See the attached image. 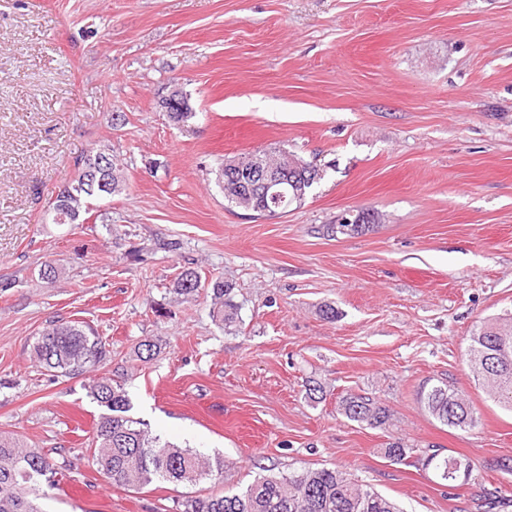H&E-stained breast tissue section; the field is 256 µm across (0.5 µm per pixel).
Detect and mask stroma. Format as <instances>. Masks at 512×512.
Segmentation results:
<instances>
[{"label":"stroma","instance_id":"35a3bbf8","mask_svg":"<svg viewBox=\"0 0 512 512\" xmlns=\"http://www.w3.org/2000/svg\"><path fill=\"white\" fill-rule=\"evenodd\" d=\"M175 83L195 112L183 126L159 105ZM99 149L125 191L83 223H44ZM282 149L322 172L306 199L274 217L229 206L223 160ZM361 211L373 224L331 233ZM50 260L62 273L46 284ZM188 267L231 285L234 327L206 295L175 294ZM506 309L512 0H0V433L65 463L43 512H171L189 491L117 488L83 457L106 412L99 377L152 433L223 456L227 476L200 490L335 467L404 512H485L512 500V411L474 385L466 350ZM57 319L90 324L109 360L37 366L33 338ZM440 382L477 427L425 411L418 391ZM348 394L389 421H350ZM394 441L411 458L385 457ZM432 449L465 458L468 478L443 486L421 463ZM339 410L351 421L370 426H382L389 419L388 410L372 397L348 394L340 400Z\"/></svg>","mask_w":512,"mask_h":512}]
</instances>
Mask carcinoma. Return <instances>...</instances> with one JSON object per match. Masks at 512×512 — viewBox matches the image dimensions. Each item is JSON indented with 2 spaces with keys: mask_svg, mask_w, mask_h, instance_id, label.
I'll return each mask as SVG.
<instances>
[{
  "mask_svg": "<svg viewBox=\"0 0 512 512\" xmlns=\"http://www.w3.org/2000/svg\"><path fill=\"white\" fill-rule=\"evenodd\" d=\"M168 113L170 120L182 125L195 116L189 98L180 94ZM108 165L104 178L109 186L107 195L125 190L126 181L106 152ZM277 169L288 170V183L277 198V212L296 202L295 192L308 193L318 166L304 162L282 150L262 155ZM92 160L91 154L77 159L78 175L49 201L47 216L51 223L62 214L66 223L74 224L83 214L90 213L89 200L102 194L85 181L84 171ZM224 199L236 205L244 200L251 211L269 216L265 200L247 196L236 181L227 177L224 166L216 173ZM368 222L365 214L334 225L341 234L358 233ZM210 289L213 317L229 326L238 319V307L230 298L231 286L215 280L202 284L198 270L188 267L177 278L176 291L193 297L202 287ZM512 345V311H506L478 326L469 338L467 363L475 382L483 387L493 401L512 410V364L498 361L493 353L503 339ZM110 351L103 338L88 325L72 321H56L45 328L33 343V357L48 371L74 375L86 367L105 360ZM90 396L108 414L101 417L94 437L95 447L86 449L92 465L109 483L128 490H142L156 480L196 485L203 479L224 477V458L205 455L192 448H182L152 434L144 424L129 415L131 403L124 385L101 377L90 386ZM419 400L441 424L469 430L477 426L478 418L470 402L451 386L441 383L422 388ZM340 411L351 421L370 426H382L389 419L388 410L372 397L348 394L341 398ZM460 459L440 456L434 452L423 460L438 477L448 483L460 478ZM62 467L51 452L30 448L19 437L0 434V512H39L36 501L48 491L60 488ZM178 512H403L391 498L360 483L349 474L326 467L308 468L288 475H259L245 489L226 494L212 490L206 494L186 496L177 502Z\"/></svg>",
  "mask_w": 512,
  "mask_h": 512,
  "instance_id": "carcinoma-1",
  "label": "carcinoma"
}]
</instances>
